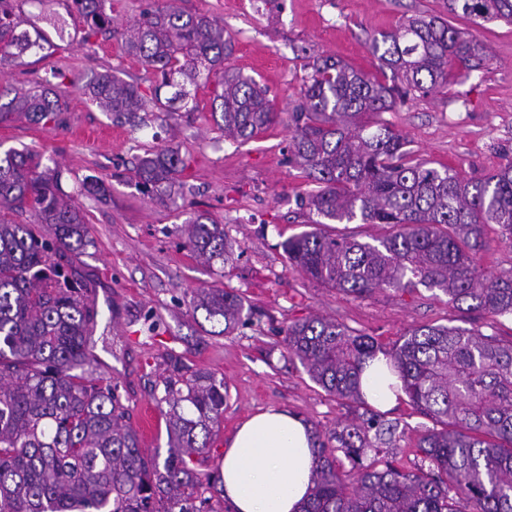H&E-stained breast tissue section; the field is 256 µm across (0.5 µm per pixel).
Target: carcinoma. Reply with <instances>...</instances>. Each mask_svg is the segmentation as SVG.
Masks as SVG:
<instances>
[{"instance_id":"carcinoma-1","label":"carcinoma","mask_w":512,"mask_h":512,"mask_svg":"<svg viewBox=\"0 0 512 512\" xmlns=\"http://www.w3.org/2000/svg\"><path fill=\"white\" fill-rule=\"evenodd\" d=\"M107 0H75L92 31L110 26ZM512 23V0H448V14ZM0 0V62L38 50L52 54L39 32ZM124 53L161 75L146 95L113 73L97 75L84 94L120 124L140 126L142 112H174L192 83L217 78L211 102L224 137L247 142L277 117L256 79L224 66L234 43L217 20L174 6L157 9L121 33ZM371 52L397 82L389 85L332 58L313 61L301 102L289 115L291 161L315 183L304 206L312 229L282 243L289 265L310 280L354 297L378 289L422 286L470 312L512 314V270L489 273L476 259L485 228L498 226L512 246V158L486 178L410 158L404 138L362 121L393 110L411 93L448 84L454 67L483 68L486 47L444 18L419 13L373 39ZM174 93L162 98V89ZM65 92L50 83L0 103V121L18 112L34 124L60 121ZM28 151L0 155V512H216L224 493L220 464L205 473L210 441L224 419V379L170 356L156 404L165 408V457L147 456L116 384L93 377L89 336L97 312L77 262L90 245L79 212L60 197L58 176L37 169ZM187 168L164 146L137 158L133 171L163 194ZM10 214L53 227L38 238ZM389 228L362 241L332 236L325 220ZM184 247L208 264L233 260L224 225L198 216L184 225ZM192 317L202 314L222 336L246 324L252 309L232 289L193 291ZM283 343L310 378L347 405L351 421L314 436L310 497L303 512H512V342L478 329L420 326L391 349L322 317L282 329ZM383 353L417 413L435 426L418 448L428 466L402 472L389 461L363 464L371 449L394 447L399 425L366 406L365 362ZM341 450L353 473L337 464Z\"/></svg>"}]
</instances>
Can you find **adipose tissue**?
<instances>
[{
	"label": "adipose tissue",
	"instance_id": "1",
	"mask_svg": "<svg viewBox=\"0 0 512 512\" xmlns=\"http://www.w3.org/2000/svg\"><path fill=\"white\" fill-rule=\"evenodd\" d=\"M364 398L382 409L404 396L398 373L376 356L361 375ZM311 427L270 408L250 416L227 442L221 473L233 512H300L310 495Z\"/></svg>",
	"mask_w": 512,
	"mask_h": 512
}]
</instances>
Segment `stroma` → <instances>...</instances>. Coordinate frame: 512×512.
<instances>
[{"label": "stroma", "instance_id": "35a3bbf8", "mask_svg": "<svg viewBox=\"0 0 512 512\" xmlns=\"http://www.w3.org/2000/svg\"><path fill=\"white\" fill-rule=\"evenodd\" d=\"M17 13L42 30L59 16L65 37L49 57L27 54L0 65V91L25 92L48 81L67 93L63 124L35 125L17 116L0 122V147L27 149L42 169L61 175V189L84 216L92 240L80 258L98 316L90 347L100 360L97 377L120 385L130 422L140 430L146 454L165 452V419L141 431V414L154 408L167 355L215 372L227 387L224 420L211 441L212 459L239 425L255 412L280 408L311 426L335 427L351 410L314 383L281 343V327L319 315L392 347L406 329L423 325L478 329L512 339V316L468 313L447 295L423 287L384 289L360 298L293 271L281 243L308 230L300 200L313 189L288 161V114L310 73L309 62L331 57L390 83L392 73L369 51L380 33L418 12L442 15L445 0H178L189 13L215 18L235 43L230 67L267 87L276 122L247 143L225 139L215 123L213 84L192 88L193 111L149 113L138 129L116 126L81 88L110 72L148 89L153 78L125 56L120 32L128 22L160 8L165 0H111V33L87 36L74 0H11ZM452 25L470 32L488 51L483 69L453 71L448 87L407 96L376 122L407 141L412 158L447 166L466 180H480L512 157V24ZM178 148L187 168L161 200L132 172L138 156L156 144ZM100 180L104 200L88 197L85 179ZM204 215L223 222L235 246L232 263L207 265L183 248L179 228ZM234 289L253 309V320L223 336L206 334L186 312L195 289ZM156 331H149V324ZM404 427L389 458L411 472L422 464L418 443L429 419L408 399L387 411Z\"/></svg>", "mask_w": 512, "mask_h": 512}]
</instances>
